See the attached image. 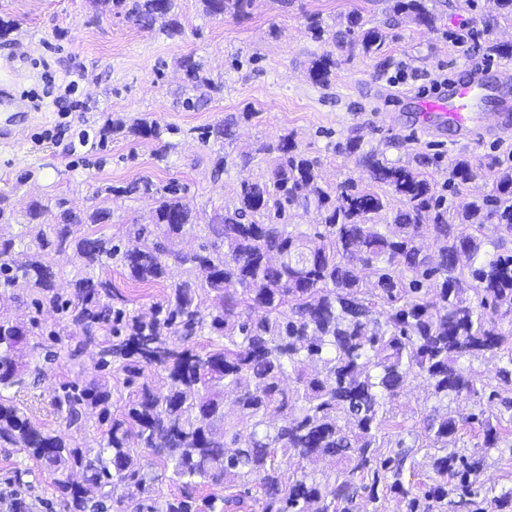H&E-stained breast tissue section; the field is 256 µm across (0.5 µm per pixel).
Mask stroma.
Returning <instances> with one entry per match:
<instances>
[{"label": "stroma", "mask_w": 512, "mask_h": 512, "mask_svg": "<svg viewBox=\"0 0 512 512\" xmlns=\"http://www.w3.org/2000/svg\"><path fill=\"white\" fill-rule=\"evenodd\" d=\"M176 18L182 33L167 38L138 28L111 10H93L89 0H0V63H10L9 84L23 107L0 113V130L8 129L12 145L0 147V236L25 232L28 211L41 205L56 214L58 201L82 212L93 206L95 187L124 185L136 179L157 184L171 180L185 186L184 196L199 221L186 225L174 239V249H197L208 235L205 224L215 210L231 202L242 176L264 180L266 165L238 167L239 154L255 143L294 134L299 147L320 163L323 182L337 185L360 171L352 156L340 150L351 132L362 136L365 149L378 151L392 163H406L418 154L433 157L428 169L444 181L448 164L464 154L484 167L512 157V134L476 140L453 130L428 134L418 122L417 99L446 93L445 79H467L473 66L504 70L498 96L512 102V58L486 51L488 38L512 42V24L499 22L492 34L476 32V15H489L488 0H430L435 28L403 22L390 13L387 0H293L290 6L260 0L250 17L212 18L200 0H177ZM360 11L371 25L387 34L382 57L336 54L331 83L311 82L307 69L314 56L330 51L331 42L312 39L307 14H318L327 30L339 19ZM193 55L206 76L223 89L198 108L182 102L192 89L179 66ZM381 57V58H382ZM78 86H71L72 76ZM84 104L68 107L69 99ZM232 119L231 132L219 142L201 143L197 128ZM140 119L176 127L171 150L159 141L130 132ZM111 125L107 138L97 131ZM224 154L221 177H214L212 160ZM111 217L102 224L78 227V236L127 238L133 225L152 221L151 199L116 195L107 204ZM110 280L129 306L149 312L163 299L167 285L180 280L185 269L170 264L164 282L143 286L126 270L95 269ZM28 323L29 353L42 374L14 393L13 401L43 428L66 440L90 446L105 428L87 417L82 429L69 427L54 400L78 372L93 373L98 345L82 337L54 339L62 317L52 306L32 310L26 295L0 306V316ZM434 400L425 379H411L392 414L406 443L423 435V418ZM27 471L28 487L18 488L16 471ZM55 474L15 448L0 447V492L20 489L32 512H60Z\"/></svg>", "instance_id": "stroma-1"}]
</instances>
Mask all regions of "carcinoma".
Returning a JSON list of instances; mask_svg holds the SVG:
<instances>
[{
	"mask_svg": "<svg viewBox=\"0 0 512 512\" xmlns=\"http://www.w3.org/2000/svg\"><path fill=\"white\" fill-rule=\"evenodd\" d=\"M200 2L215 18H245L256 6V0ZM388 2L394 15L418 27L435 22L429 0ZM98 3L112 4L115 14L142 29L159 23L166 36L181 34L175 0ZM384 40L358 12L331 35L350 57L370 58ZM180 66L193 89L220 91L194 57H183ZM335 69L333 54H322L311 61L309 77L326 86ZM232 124L211 125L199 138L222 140ZM131 130L142 138L162 135L157 123L145 120ZM345 152L356 157L363 177L334 188L291 133L243 153V170L258 155L269 158L266 179L242 178L236 201L209 216L208 238L192 253L169 247L197 221L174 181L95 190L153 201L152 226L133 229L132 248L74 236L82 224L102 223L106 209H62L54 223L31 225L29 256L19 264L15 239L0 238V280L32 297L36 309L46 302L60 308L72 332H83L89 343L96 330L107 333L95 363L101 376L63 386L56 399L70 426L82 428L92 410L98 422L110 423L97 447L46 431L0 394V446L19 448L55 473L82 471V483H56L62 512H140L144 497L150 512H223L224 489L250 498L256 512H351L360 490L374 503L398 498L406 512H443L451 491L476 502V512H512V489L496 493L482 463L483 454L504 442L503 421L512 420V255L503 253V239L488 240L482 232L484 220L494 218L512 235V165L486 174L471 158H455L442 189L458 193L491 176L493 190L452 211L424 171L431 158L390 163L364 150L359 135L347 138ZM390 196L403 203L393 214ZM298 209L316 213L313 231L288 230ZM425 235L435 244L430 253L418 244ZM69 249L85 268L115 263L143 285L164 279L171 258L186 267V276L169 286L149 317L113 305L112 282L91 275L77 279L74 297L62 300L48 258ZM205 332L218 344L194 348L193 338ZM27 333L24 322L0 320V391L25 386ZM488 353L500 354L501 362L489 385L463 365ZM148 368L166 374V391L143 379ZM114 372L128 389L119 418L112 416L104 379ZM416 377L429 382L436 401L424 419L432 446L447 449L461 422L483 435L479 451L431 455L437 479L418 493L404 483L410 449L390 416ZM485 391L511 416H486ZM230 395L233 419L225 412ZM451 401L466 403L467 412L440 413ZM241 424L250 428L248 441H239ZM391 443L395 448L384 451ZM140 448L185 486L214 493L200 503L190 496L152 497L157 476L141 461ZM316 457L336 459L342 479L283 468ZM116 483L127 489L119 498L112 492Z\"/></svg>",
	"mask_w": 512,
	"mask_h": 512,
	"instance_id": "obj_1",
	"label": "carcinoma"
}]
</instances>
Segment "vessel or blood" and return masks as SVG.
<instances>
[{
  "mask_svg": "<svg viewBox=\"0 0 512 512\" xmlns=\"http://www.w3.org/2000/svg\"><path fill=\"white\" fill-rule=\"evenodd\" d=\"M419 111L433 134L450 127L463 137L512 133V103L498 99L496 83L486 75L450 84L447 94L420 100Z\"/></svg>",
  "mask_w": 512,
  "mask_h": 512,
  "instance_id": "obj_1",
  "label": "vessel or blood"
}]
</instances>
